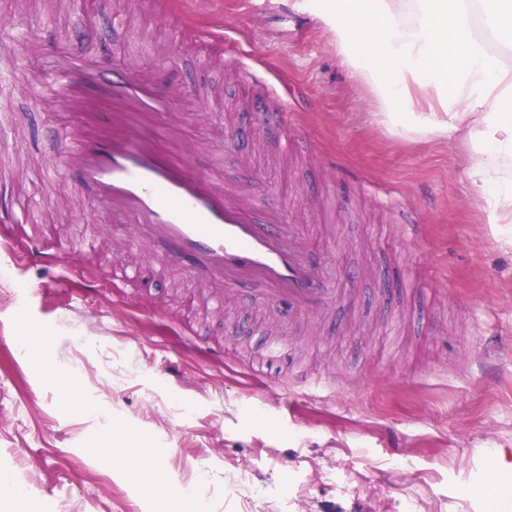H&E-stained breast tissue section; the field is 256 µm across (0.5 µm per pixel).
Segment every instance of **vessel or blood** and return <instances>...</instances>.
I'll use <instances>...</instances> for the list:
<instances>
[{
	"label": "vessel or blood",
	"mask_w": 512,
	"mask_h": 512,
	"mask_svg": "<svg viewBox=\"0 0 512 512\" xmlns=\"http://www.w3.org/2000/svg\"><path fill=\"white\" fill-rule=\"evenodd\" d=\"M47 96L82 110V123L59 132L62 164L87 195L123 211L129 242L161 262L190 268L197 282L222 281L232 291L262 287L290 312L327 311L335 291L307 258L296 225L258 216L223 167L197 173L184 129L156 130L172 98L132 66L89 69L58 56Z\"/></svg>",
	"instance_id": "vessel-or-blood-1"
}]
</instances>
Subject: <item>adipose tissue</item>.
Listing matches in <instances>:
<instances>
[{
    "instance_id": "1",
    "label": "adipose tissue",
    "mask_w": 512,
    "mask_h": 512,
    "mask_svg": "<svg viewBox=\"0 0 512 512\" xmlns=\"http://www.w3.org/2000/svg\"><path fill=\"white\" fill-rule=\"evenodd\" d=\"M330 36L343 63L373 92L375 124L410 140L462 142L470 196L488 221L512 224V0H295ZM498 43L501 53L489 50ZM104 453L129 479L160 488L178 512L181 485L167 481L166 449L112 430Z\"/></svg>"
}]
</instances>
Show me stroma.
I'll list each match as a JSON object with an SVG mask.
<instances>
[{
	"label": "stroma",
	"mask_w": 512,
	"mask_h": 512,
	"mask_svg": "<svg viewBox=\"0 0 512 512\" xmlns=\"http://www.w3.org/2000/svg\"><path fill=\"white\" fill-rule=\"evenodd\" d=\"M0 0V211L46 238L94 229L87 254L28 261L0 246V474L29 512H157L160 491L118 475L98 448L121 423L198 483L187 512H512V227L466 190L460 148L372 123V92L293 0ZM214 39L175 32L176 12ZM135 62L196 132L192 165L219 159L260 209L298 214L311 260L343 302L290 316L247 292L222 311L186 270L124 246L61 164L43 77L50 53ZM258 69L265 86L234 70ZM292 104L278 127L230 146L252 100ZM415 210L422 237L393 212ZM123 268L149 272L125 285ZM45 336L31 352L22 328ZM70 369L74 414L46 376Z\"/></svg>",
	"instance_id": "1"
}]
</instances>
